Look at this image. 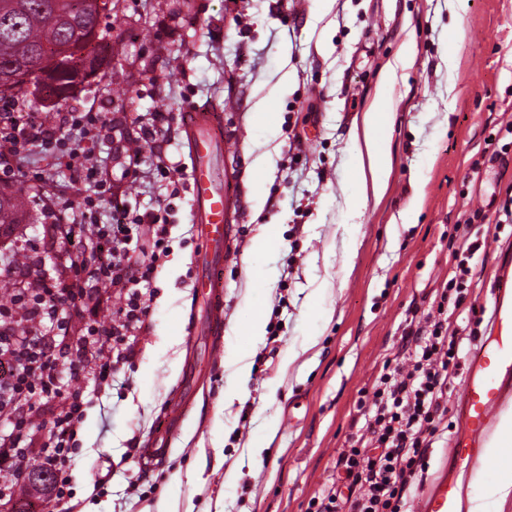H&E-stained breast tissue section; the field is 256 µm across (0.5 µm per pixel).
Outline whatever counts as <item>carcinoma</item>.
<instances>
[{
	"instance_id": "carcinoma-1",
	"label": "carcinoma",
	"mask_w": 512,
	"mask_h": 512,
	"mask_svg": "<svg viewBox=\"0 0 512 512\" xmlns=\"http://www.w3.org/2000/svg\"><path fill=\"white\" fill-rule=\"evenodd\" d=\"M104 7H99V3ZM103 9L112 24L121 22L119 0H0V94L32 95L31 107L51 112L87 80V47L72 41V22L92 19ZM34 62L54 83L39 99L18 82L10 81L27 62ZM22 202L0 190V224H18Z\"/></svg>"
}]
</instances>
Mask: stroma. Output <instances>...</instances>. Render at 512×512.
Listing matches in <instances>:
<instances>
[{"mask_svg": "<svg viewBox=\"0 0 512 512\" xmlns=\"http://www.w3.org/2000/svg\"><path fill=\"white\" fill-rule=\"evenodd\" d=\"M126 15L102 20L114 68L59 105L112 119L166 113L142 152L140 210L165 206L168 253L151 283L149 329L111 389L86 391L79 446L63 499L30 493L27 512H306L354 433L359 400L394 351L410 311H426L468 232L490 236L472 269L469 301L479 341L500 334L491 315L503 267L512 264V223L497 211L512 196V0H121ZM412 63L390 92L394 165L381 200L351 215L358 193L352 133L373 101L385 65L401 49ZM223 114L230 149L216 170L229 187L221 277L223 355L191 335L207 305L202 241L193 222L184 108ZM168 167L173 182L159 180ZM49 169L35 192L32 178ZM72 177L34 154L8 186L29 196L27 217L0 233V251L26 248L28 278L68 279L59 250L83 253V235L50 245V194ZM265 250H257L259 238ZM262 315L276 339L254 337ZM248 366L239 375L232 360ZM205 379L178 427L173 398L189 370ZM468 366L448 390L445 427L426 453L431 481L454 442ZM234 392L225 403V392ZM167 449L142 465L154 434ZM111 473L104 486L97 476Z\"/></svg>", "mask_w": 512, "mask_h": 512, "instance_id": "obj_1", "label": "stroma"}]
</instances>
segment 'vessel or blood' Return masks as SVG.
<instances>
[{
	"label": "vessel or blood",
	"instance_id": "vessel-or-blood-1",
	"mask_svg": "<svg viewBox=\"0 0 512 512\" xmlns=\"http://www.w3.org/2000/svg\"><path fill=\"white\" fill-rule=\"evenodd\" d=\"M189 156L195 198L194 219L203 242L209 243L210 268L207 276L209 319L204 327L214 345H221L224 330L222 265L224 244V205L227 186L211 177V163L223 155V121L218 112L187 106L183 127ZM472 379L462 390L458 405L462 433L448 452V460L437 477L426 487L412 512H469L472 502L468 487L459 483V471L473 474L487 468L486 445L496 430L502 408L512 402V344H498L474 352L470 361Z\"/></svg>",
	"mask_w": 512,
	"mask_h": 512
}]
</instances>
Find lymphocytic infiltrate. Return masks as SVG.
Segmentation results:
<instances>
[{"mask_svg":"<svg viewBox=\"0 0 512 512\" xmlns=\"http://www.w3.org/2000/svg\"><path fill=\"white\" fill-rule=\"evenodd\" d=\"M62 122L78 131L79 140L57 137L53 122L26 111L23 99L0 98V183L23 173L36 147L74 171L68 195L51 199L44 216L64 238L78 230L90 244L89 261L70 262V283L19 281L13 306L0 307V415H8L13 426L0 435V471L19 477L39 460L51 470L50 491L59 498L83 417L81 391L66 390L65 383L88 378L98 388L111 387L119 365L135 353V338L148 328L149 284L167 251L158 213L133 218L127 202L113 198L96 157L108 130L100 113L71 111ZM106 202L115 210L109 224L98 220ZM480 248L476 240L467 246L439 295L440 307L408 324L393 368L377 378L370 404L357 406L363 424L338 454L337 477L309 500L307 512H411L426 450L448 413V387L457 376L462 345L477 337L450 328L444 313L446 306L464 304L469 262ZM115 295L124 300L118 323L93 318L79 339L76 359L61 367L55 350L68 336L72 317L95 315ZM20 318L32 325L23 336L13 331ZM38 403L51 405L53 415L51 436L42 445L35 442L29 413Z\"/></svg>","mask_w":512,"mask_h":512,"instance_id":"f902f5d3","label":"lymphocytic infiltrate"}]
</instances>
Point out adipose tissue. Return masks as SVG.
Instances as JSON below:
<instances>
[{
    "label": "adipose tissue",
    "mask_w": 512,
    "mask_h": 512,
    "mask_svg": "<svg viewBox=\"0 0 512 512\" xmlns=\"http://www.w3.org/2000/svg\"><path fill=\"white\" fill-rule=\"evenodd\" d=\"M409 64V57L402 53L386 65L380 76L377 97L363 113L361 125L353 134L357 147V169L361 172L369 171L372 190L377 194L383 192L392 165L388 135V92L394 87L399 72L405 70Z\"/></svg>",
    "instance_id": "ef3b65f1"
}]
</instances>
